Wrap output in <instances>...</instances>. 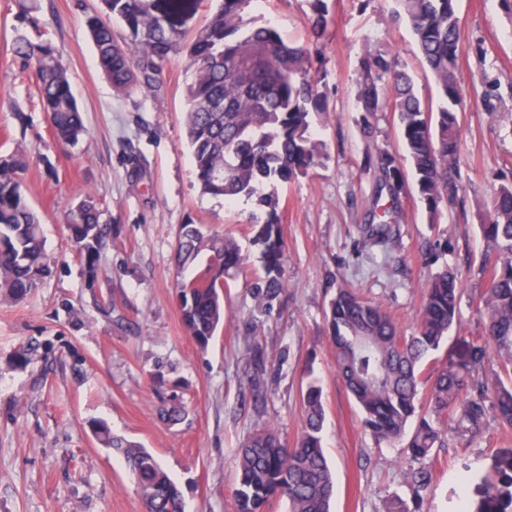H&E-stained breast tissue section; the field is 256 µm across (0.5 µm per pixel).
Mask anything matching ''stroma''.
<instances>
[{
	"mask_svg": "<svg viewBox=\"0 0 512 512\" xmlns=\"http://www.w3.org/2000/svg\"><path fill=\"white\" fill-rule=\"evenodd\" d=\"M29 2L33 27L22 26L16 0H0V156L26 152L24 189L41 217L52 273L26 300L0 304V512H143L123 457L91 435L94 419L158 459L181 491L184 512H235L240 443L271 424L295 445L312 380L322 389L332 512H384L389 499L409 498L402 448L364 433L336 376L325 311L346 283L411 330L429 274L446 266L461 279L459 322L428 366L458 360L482 337L479 218L497 188L512 182V0H458L462 202L430 222L406 182L400 236L380 270L357 252L374 180L363 160L403 148L388 110L377 113L374 137L364 136L359 62L366 51L387 52L413 76L426 106L437 108L440 97L408 24L392 16L393 0H328L334 22L319 68L330 116L312 129L325 156L306 175L274 186L288 286L270 310L251 288L263 272L250 233L262 208L200 190L185 143V58L164 68L161 98L116 95L85 26L100 0ZM258 12L288 43L309 41L308 0H261ZM21 29L51 42L68 68L87 129L77 144L55 138L34 73L11 51ZM88 195L109 228L93 281L65 226L69 209ZM188 222L231 233L245 256L224 291V323L204 349L181 322L176 290L175 234ZM444 240L449 249L426 263L429 244ZM23 346L33 354L21 367L14 354ZM176 400L184 417L163 420L161 410ZM510 453L512 431L495 423L474 443L434 449L424 512L476 506L495 456Z\"/></svg>",
	"mask_w": 512,
	"mask_h": 512,
	"instance_id": "35a3bbf8",
	"label": "stroma"
}]
</instances>
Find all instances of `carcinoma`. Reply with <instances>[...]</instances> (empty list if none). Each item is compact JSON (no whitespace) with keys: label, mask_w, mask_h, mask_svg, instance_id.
<instances>
[{"label":"carcinoma","mask_w":512,"mask_h":512,"mask_svg":"<svg viewBox=\"0 0 512 512\" xmlns=\"http://www.w3.org/2000/svg\"><path fill=\"white\" fill-rule=\"evenodd\" d=\"M258 0H218L207 24L185 40L182 15L187 0H101L86 18L98 65L119 96L135 91L153 98L164 92L160 74L170 59L186 56L191 72L185 112L186 141L201 190L233 201L255 197L265 219L253 237L261 246L264 276L253 284L264 306L286 287L285 242L278 197L264 192L269 182H290L316 165L322 144L311 137L312 116L328 114L314 57L332 17L327 0H310L311 38L286 43L277 29L258 20ZM394 17L409 24L425 66L436 81L441 104H422L412 77L394 59L367 51L360 66L357 108L363 132L389 108L398 117L399 136L412 167L420 201L431 216L451 209L458 197L461 42L457 0H395ZM127 37L118 41L112 21ZM12 53L35 69L40 99L55 136L75 143L83 134V113L57 50L19 33ZM23 155L0 157V303H17L51 274L41 221L22 191ZM376 180L368 222L359 225L364 245L386 249L397 236L401 161L380 150L364 159ZM71 246L91 278L107 243L97 206L88 196L67 215ZM486 242L480 271L487 287L480 296L485 336L471 345L467 359L443 363L424 376L423 361L447 339L458 317L461 281L452 269L433 273L414 333L406 336L383 305L353 288L339 287L328 305V327L336 352L337 375L358 406L365 430L378 443H404V476L413 507L395 497L386 512H419L431 475L423 466L448 438L468 444L490 422L512 429V182L501 185L492 210L481 221ZM175 256L181 319L203 349L224 322V286L240 271L245 256L238 240L202 224L179 227ZM205 281L188 288L200 272ZM428 400L420 402L421 389ZM322 389L310 381L303 395L301 434L292 448L272 426L249 435L240 445L235 488L236 512H268L271 501L288 503V512H330L332 470L323 451ZM99 443L119 451L140 488L143 512H183V500L155 456L112 435L102 421L90 425ZM486 494L512 508V459L486 479Z\"/></svg>","instance_id":"carcinoma-1"}]
</instances>
